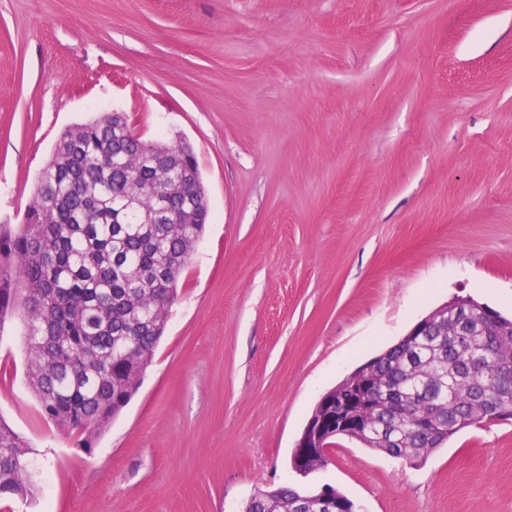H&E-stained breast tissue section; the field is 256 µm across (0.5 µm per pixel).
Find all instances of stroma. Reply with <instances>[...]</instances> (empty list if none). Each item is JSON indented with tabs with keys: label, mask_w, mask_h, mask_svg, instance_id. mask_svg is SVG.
I'll use <instances>...</instances> for the list:
<instances>
[{
	"label": "stroma",
	"mask_w": 512,
	"mask_h": 512,
	"mask_svg": "<svg viewBox=\"0 0 512 512\" xmlns=\"http://www.w3.org/2000/svg\"><path fill=\"white\" fill-rule=\"evenodd\" d=\"M124 113L193 148L210 217L138 392L92 450L25 385L0 326V418L40 491L0 512H239L281 484L360 512H512V419L412 466L339 439L319 398L464 296L512 317V0H0V224L60 134Z\"/></svg>",
	"instance_id": "stroma-1"
}]
</instances>
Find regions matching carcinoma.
Returning <instances> with one entry per match:
<instances>
[{
	"label": "carcinoma",
	"mask_w": 512,
	"mask_h": 512,
	"mask_svg": "<svg viewBox=\"0 0 512 512\" xmlns=\"http://www.w3.org/2000/svg\"><path fill=\"white\" fill-rule=\"evenodd\" d=\"M166 161L184 180L166 182ZM193 153L146 141L112 113L68 129L39 174L24 224H0V324L21 313L28 353L27 387L40 413L76 445L90 450L128 404L164 336L177 281L203 234L208 202L185 211V192L199 190ZM168 189L175 216L152 222ZM135 201L139 223L125 222L121 204ZM469 313L484 328L453 336L441 327L411 346L405 340L375 356L327 391L307 423L358 426L355 441L387 456L419 463L459 431L500 420L512 387L493 378L497 362L512 364V318L472 298L440 305ZM423 414L427 428L415 427ZM326 448L298 440L292 468L308 474L328 464ZM26 440L0 418V494L35 492ZM322 492L288 485L259 490L242 512H318Z\"/></svg>",
	"instance_id": "carcinoma-1"
}]
</instances>
